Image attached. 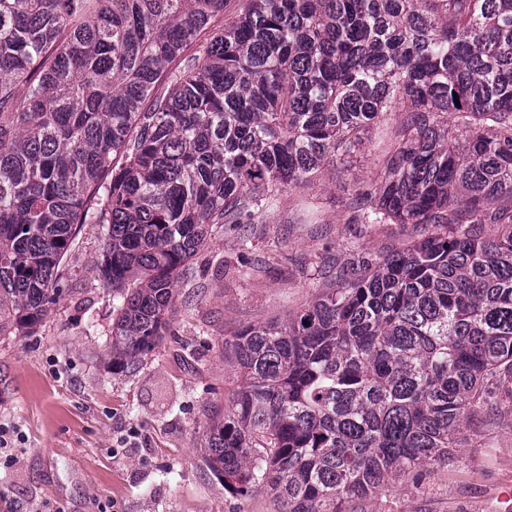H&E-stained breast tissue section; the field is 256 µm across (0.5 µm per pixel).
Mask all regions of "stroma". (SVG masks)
<instances>
[{
  "label": "stroma",
  "mask_w": 512,
  "mask_h": 512,
  "mask_svg": "<svg viewBox=\"0 0 512 512\" xmlns=\"http://www.w3.org/2000/svg\"><path fill=\"white\" fill-rule=\"evenodd\" d=\"M389 115L304 185L279 192L213 234L194 274L176 286L164 340L136 368L107 354L117 301L99 275L106 236L84 225L64 258L58 304L30 336L0 339V512H276L263 487L225 491L202 461L206 418L224 405L233 370L224 340L286 318L343 267L418 239L411 224H365L356 204L374 191L401 131ZM512 411L462 429L445 466L422 469L350 512H512Z\"/></svg>",
  "instance_id": "35a3bbf8"
}]
</instances>
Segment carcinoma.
<instances>
[{"label": "carcinoma", "mask_w": 512, "mask_h": 512, "mask_svg": "<svg viewBox=\"0 0 512 512\" xmlns=\"http://www.w3.org/2000/svg\"><path fill=\"white\" fill-rule=\"evenodd\" d=\"M245 4L217 28L224 0H0V337L40 325L101 224L112 369L136 366L212 232L405 114L360 207L424 234L224 340L207 415L224 489L342 512L512 403V0Z\"/></svg>", "instance_id": "carcinoma-1"}]
</instances>
